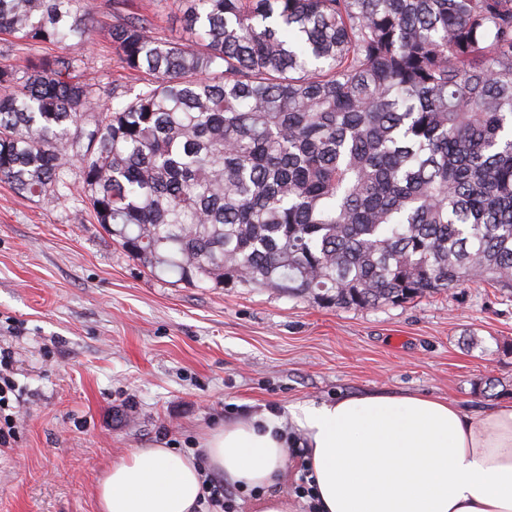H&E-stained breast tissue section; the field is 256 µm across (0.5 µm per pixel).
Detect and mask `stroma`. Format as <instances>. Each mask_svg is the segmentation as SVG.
<instances>
[{
	"mask_svg": "<svg viewBox=\"0 0 512 512\" xmlns=\"http://www.w3.org/2000/svg\"><path fill=\"white\" fill-rule=\"evenodd\" d=\"M83 75L138 83L109 39L127 12L183 36L172 0H97ZM0 347L23 419L0 452V512H99L93 488L135 448L199 447L211 428L374 391L437 395L475 414L484 386L512 398V295L470 281L398 306H318L270 288H190L154 277L75 200L0 183Z\"/></svg>",
	"mask_w": 512,
	"mask_h": 512,
	"instance_id": "35a3bbf8",
	"label": "stroma"
}]
</instances>
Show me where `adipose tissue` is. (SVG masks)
Segmentation results:
<instances>
[{
	"label": "adipose tissue",
	"mask_w": 512,
	"mask_h": 512,
	"mask_svg": "<svg viewBox=\"0 0 512 512\" xmlns=\"http://www.w3.org/2000/svg\"><path fill=\"white\" fill-rule=\"evenodd\" d=\"M304 449L317 512H512V400L481 414L439 396L371 392L260 412L211 430L203 461L137 448L96 486L101 512H201L202 473L254 491L258 512H301L275 492Z\"/></svg>",
	"instance_id": "obj_1"
}]
</instances>
